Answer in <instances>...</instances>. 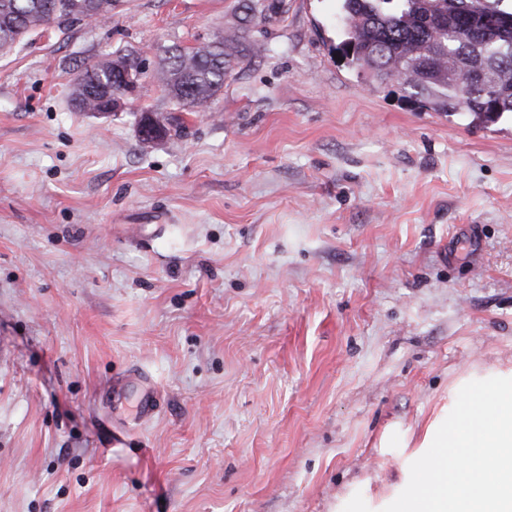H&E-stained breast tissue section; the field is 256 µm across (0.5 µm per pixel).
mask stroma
<instances>
[{
	"instance_id": "1",
	"label": "stroma",
	"mask_w": 512,
	"mask_h": 512,
	"mask_svg": "<svg viewBox=\"0 0 512 512\" xmlns=\"http://www.w3.org/2000/svg\"><path fill=\"white\" fill-rule=\"evenodd\" d=\"M277 2L116 0L0 52V512H343L512 368V120L373 83L337 0ZM218 36L207 111L150 76L72 107L78 68ZM167 127V123L163 119L151 113H143L140 120L139 132L142 138L148 141H154L167 136Z\"/></svg>"
}]
</instances>
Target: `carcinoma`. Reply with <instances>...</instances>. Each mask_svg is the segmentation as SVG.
I'll return each instance as SVG.
<instances>
[{
    "label": "carcinoma",
    "instance_id": "carcinoma-1",
    "mask_svg": "<svg viewBox=\"0 0 512 512\" xmlns=\"http://www.w3.org/2000/svg\"><path fill=\"white\" fill-rule=\"evenodd\" d=\"M113 0H0V50L35 32L64 34L74 25L112 17ZM512 16V0H341L336 13L347 65L380 83L399 81L422 106L495 124L512 114V39L471 38V20ZM224 37L177 48L155 78L176 108L203 109L224 89ZM107 78L80 69L75 86Z\"/></svg>",
    "mask_w": 512,
    "mask_h": 512
}]
</instances>
